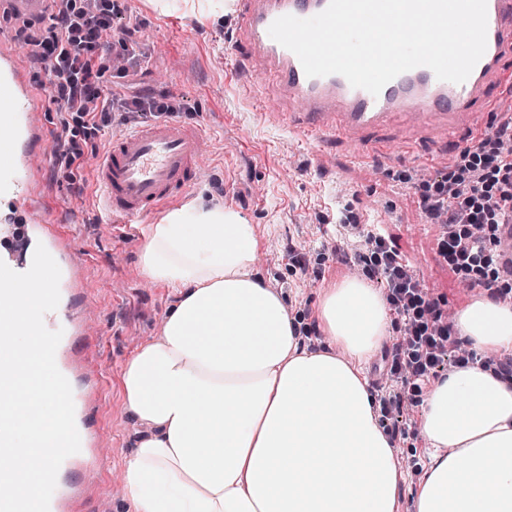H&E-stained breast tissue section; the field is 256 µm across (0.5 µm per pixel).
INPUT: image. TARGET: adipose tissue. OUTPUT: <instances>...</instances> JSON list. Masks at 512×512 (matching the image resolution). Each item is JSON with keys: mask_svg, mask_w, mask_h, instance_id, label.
I'll return each mask as SVG.
<instances>
[{"mask_svg": "<svg viewBox=\"0 0 512 512\" xmlns=\"http://www.w3.org/2000/svg\"><path fill=\"white\" fill-rule=\"evenodd\" d=\"M259 242L239 211L204 199L147 225L143 275L176 290L159 339L125 363L134 422L123 473L136 512H397V457L364 370L391 334L364 279L319 299L333 350L255 272ZM476 352L512 355V304L479 293L455 316ZM417 512H512V381L474 362L422 399Z\"/></svg>", "mask_w": 512, "mask_h": 512, "instance_id": "1", "label": "adipose tissue"}]
</instances>
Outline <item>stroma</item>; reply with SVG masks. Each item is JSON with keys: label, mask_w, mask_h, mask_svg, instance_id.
<instances>
[{"label": "stroma", "mask_w": 512, "mask_h": 512, "mask_svg": "<svg viewBox=\"0 0 512 512\" xmlns=\"http://www.w3.org/2000/svg\"><path fill=\"white\" fill-rule=\"evenodd\" d=\"M169 2L163 12L155 0H130L114 14L108 42L130 37L139 58L123 79L107 63L101 84L126 98L165 97L177 119L204 126L208 152L189 197L235 208L252 224L260 243L256 268L296 316L313 324L319 295L357 271L352 224L385 235L429 291L447 299L449 311L468 306L478 288L455 275L439 254L440 230L423 221L419 174L401 145L379 160L358 163L352 142L330 137L320 150L326 159L318 161L320 152L272 123L271 113L280 109L274 85L261 72L233 69L230 0H206L200 13L189 12L184 0ZM46 114L49 147L66 136L82 151L71 167L53 162L42 169L37 185L56 199L59 217L78 229L71 247L83 261V275L75 296L89 306L90 333L73 345L72 356L103 375L99 414L114 442L102 493L85 499L80 512H98L104 496L112 512H135L122 483L133 426L121 370L139 346L158 338L177 293L144 277L139 230L103 224L89 175L95 170L92 142L111 143L114 134L147 117L116 111L93 134L76 121L63 126L67 114L55 104H47Z\"/></svg>", "instance_id": "1"}]
</instances>
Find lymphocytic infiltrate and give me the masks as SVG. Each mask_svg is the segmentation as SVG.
<instances>
[{"mask_svg": "<svg viewBox=\"0 0 512 512\" xmlns=\"http://www.w3.org/2000/svg\"><path fill=\"white\" fill-rule=\"evenodd\" d=\"M117 9L116 0H97L92 12L75 9L72 0H57L50 25L25 37L35 60L49 67L52 99L94 129L108 122L116 104L103 95L100 79L103 37ZM508 141L511 123L481 135L475 147L455 157L453 172L425 180L419 200L426 223L442 227L438 248L446 264L455 273L482 281L500 275L497 228L504 208L512 209V151L504 147ZM356 260L384 283L386 300L401 323L383 356L388 383L379 389L378 404L386 420L416 404L443 359L461 368L477 354L454 337L445 299L429 292L381 233L364 232Z\"/></svg>", "mask_w": 512, "mask_h": 512, "instance_id": "lymphocytic-infiltrate-1", "label": "lymphocytic infiltrate"}]
</instances>
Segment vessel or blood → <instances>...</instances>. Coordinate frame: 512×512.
Here are the masks:
<instances>
[{
	"mask_svg": "<svg viewBox=\"0 0 512 512\" xmlns=\"http://www.w3.org/2000/svg\"><path fill=\"white\" fill-rule=\"evenodd\" d=\"M48 0H0V15L28 19L43 16ZM329 0H235L236 62L258 66L273 75L288 102L287 129L312 147L326 136L347 137L356 145V158L374 159L390 146L394 129L407 132L404 146L415 151L421 143L463 147L465 131L486 130L497 116L495 104L512 90V0H487V48L469 77L460 84L438 80L427 67L407 71L389 82L379 96L351 87L341 75L307 77L299 58L271 38L269 27L278 17L309 18ZM48 126L42 92L25 64L8 45H0V260L12 270L27 271L30 261L18 258L23 245L40 241L61 270L59 289L73 288L79 258L69 248L52 212L49 196L36 188L33 160L44 156ZM202 125L151 121L113 135L112 144L97 163V188L106 223L131 224L190 192L200 180L199 163L205 148ZM497 260L504 275H512V216L498 230ZM50 330L64 336L82 335L87 327L83 310L59 308L44 316ZM57 367L68 380H81L73 400L81 414L75 419L80 452L61 465L50 501V512H78L85 495L93 493L112 469V457L100 448L102 428L90 426L84 413L98 394L101 380L81 377L73 358L59 356Z\"/></svg>",
	"mask_w": 512,
	"mask_h": 512,
	"instance_id": "obj_1",
	"label": "vessel or blood"
}]
</instances>
